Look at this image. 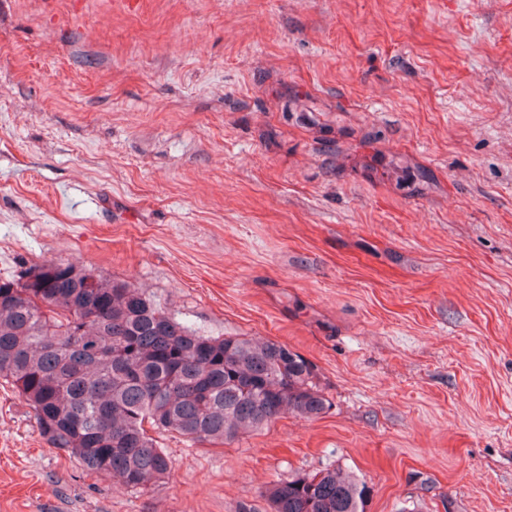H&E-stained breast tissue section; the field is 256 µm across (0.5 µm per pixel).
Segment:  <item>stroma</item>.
Here are the masks:
<instances>
[{
    "mask_svg": "<svg viewBox=\"0 0 512 512\" xmlns=\"http://www.w3.org/2000/svg\"><path fill=\"white\" fill-rule=\"evenodd\" d=\"M45 261L286 344L330 406L157 435L135 491L0 380V512H270L338 465L366 512H512V0H0V276Z\"/></svg>",
    "mask_w": 512,
    "mask_h": 512,
    "instance_id": "stroma-1",
    "label": "stroma"
}]
</instances>
